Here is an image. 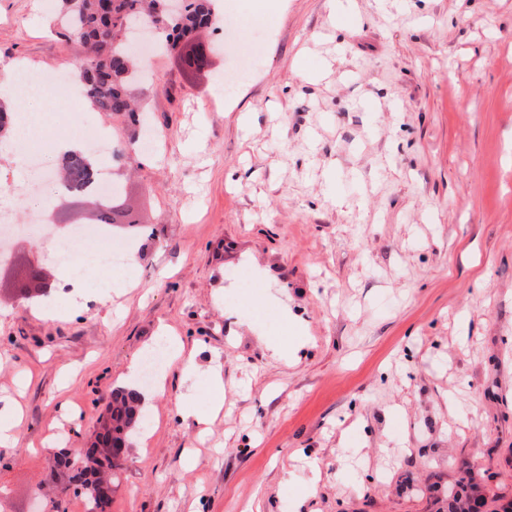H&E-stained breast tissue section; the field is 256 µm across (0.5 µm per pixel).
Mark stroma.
<instances>
[{"label": "stroma", "instance_id": "35a3bbf8", "mask_svg": "<svg viewBox=\"0 0 512 512\" xmlns=\"http://www.w3.org/2000/svg\"><path fill=\"white\" fill-rule=\"evenodd\" d=\"M210 70L170 53L131 87L145 128L53 102L94 126L135 230L127 270L92 268L89 299L45 318L19 272L51 287V236L28 226L0 267V512L64 499L55 455L90 437L113 390L151 418L130 439L111 512H435L460 469L512 498V0H223ZM41 0H0V66L75 84L81 44ZM260 63L233 89L224 73ZM152 134L156 149L138 161ZM202 371L206 406L166 364H130L162 335Z\"/></svg>", "mask_w": 512, "mask_h": 512}]
</instances>
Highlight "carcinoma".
<instances>
[{"label":"carcinoma","instance_id":"carcinoma-1","mask_svg":"<svg viewBox=\"0 0 512 512\" xmlns=\"http://www.w3.org/2000/svg\"><path fill=\"white\" fill-rule=\"evenodd\" d=\"M152 19L164 27L163 46L173 52L196 29L212 24L214 14L210 0H191L187 10L174 19L167 15L166 0H110L104 9L100 8L99 0H63V22L69 38L88 49L79 65L86 66L82 75L85 96L97 111L112 115L136 112L128 94V86L133 82L131 47L127 42L115 44L114 36L125 26ZM62 170L75 195L90 197L98 178L95 162L84 155L71 154L62 161ZM95 213L100 224L130 223L120 193L112 195ZM140 402V394L135 390L112 392L107 414L91 447L73 458L63 454L56 460L68 485L86 500L87 512H105L110 498L100 495L99 483L113 482L104 470L116 467L114 459L98 445L110 441L115 449L127 447L136 426L143 425ZM486 507L487 497L479 476L468 468L455 483L448 485L439 512H484Z\"/></svg>","mask_w":512,"mask_h":512}]
</instances>
